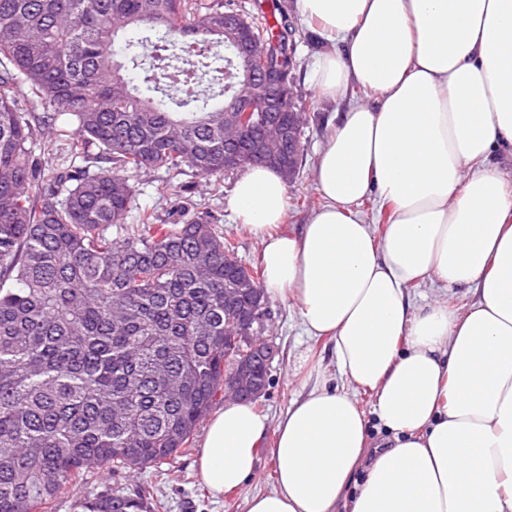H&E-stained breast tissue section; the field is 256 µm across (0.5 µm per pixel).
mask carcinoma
<instances>
[{
	"mask_svg": "<svg viewBox=\"0 0 512 512\" xmlns=\"http://www.w3.org/2000/svg\"><path fill=\"white\" fill-rule=\"evenodd\" d=\"M241 11L271 77L294 85L287 14L264 0ZM122 26L143 35L119 64ZM224 48V10L193 0H0V512H40L92 469L167 474L225 397V372L248 359L263 376L237 340L261 277L240 287L224 230L148 211L125 223L136 190L122 173H224V105L202 89L223 79ZM21 83L45 109L35 123ZM43 128L88 165L40 179ZM75 507L159 512L150 493L110 485Z\"/></svg>",
	"mask_w": 512,
	"mask_h": 512,
	"instance_id": "1",
	"label": "carcinoma"
}]
</instances>
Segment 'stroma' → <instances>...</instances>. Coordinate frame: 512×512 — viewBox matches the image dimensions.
<instances>
[{"label": "stroma", "instance_id": "stroma-1", "mask_svg": "<svg viewBox=\"0 0 512 512\" xmlns=\"http://www.w3.org/2000/svg\"><path fill=\"white\" fill-rule=\"evenodd\" d=\"M280 2L295 27L299 62L294 89L297 104L310 117L303 140V163L297 178L288 184L289 207L284 229L294 232L322 203L313 182L317 152L329 135L333 114L344 111L350 99L342 96L332 101L316 96L309 75L322 44L298 15L295 0ZM240 175L237 169L217 177H204L190 169L177 176L147 169L129 174L128 179L137 190L140 207L153 212L158 223L179 224L207 215L212 222L223 227L225 236L233 239L239 259L248 266L257 267L261 264V241L237 224L230 210L232 190ZM269 309L267 330L278 346L279 354L272 364L271 384L254 407L274 425L285 414L291 400L303 393V380L308 368L322 367L332 377L336 376L337 369L330 346L325 341H314L306 336L296 310L289 303L273 298L269 301ZM205 428V423H198L190 448L176 458L179 480L157 483L148 469L136 471L128 477L101 471L87 483L71 486L49 505L47 512H73L74 502L102 483L127 492L136 491L142 485H156L158 495L166 504L165 512H246L247 498L273 488L276 463L270 451H262L255 477L241 490L224 495L213 494L199 479L196 466Z\"/></svg>", "mask_w": 512, "mask_h": 512}]
</instances>
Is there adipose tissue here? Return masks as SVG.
<instances>
[{
	"label": "adipose tissue",
	"instance_id": "1",
	"mask_svg": "<svg viewBox=\"0 0 512 512\" xmlns=\"http://www.w3.org/2000/svg\"><path fill=\"white\" fill-rule=\"evenodd\" d=\"M296 7L324 44L317 96L366 97L332 123L314 170L324 204L299 231L281 229L272 168L247 167L231 206L261 241L267 295L330 343L345 384L315 372L274 426L227 399L200 478L240 489L270 440L275 487L247 512H512V0ZM369 200L389 210L382 232ZM427 282L440 297L413 302ZM459 288L467 303L443 300Z\"/></svg>",
	"mask_w": 512,
	"mask_h": 512
}]
</instances>
